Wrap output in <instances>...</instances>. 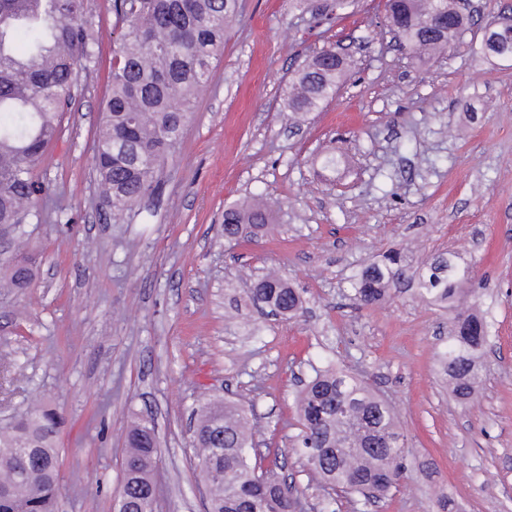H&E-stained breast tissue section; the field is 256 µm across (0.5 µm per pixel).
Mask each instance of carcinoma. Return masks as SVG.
I'll return each mask as SVG.
<instances>
[{"mask_svg":"<svg viewBox=\"0 0 512 512\" xmlns=\"http://www.w3.org/2000/svg\"><path fill=\"white\" fill-rule=\"evenodd\" d=\"M238 10V0H114L121 31L113 40L112 88L94 154L99 194L112 218L158 188L159 168L174 157ZM385 12L414 57L446 53L470 25L459 0H387ZM88 13L89 0H0V224L14 225L12 246L0 249L5 288L30 287L38 271L24 225L42 221L45 187L36 166L75 104L80 74L93 62L99 29ZM333 51L317 53L289 83L286 108L293 115L317 112L336 96L347 65H337ZM474 52L487 60L512 59V33L486 32ZM271 220L266 203H233L224 209V238L264 235ZM469 279V267L454 253L417 263L393 249L362 269L351 288L360 306L407 283L416 297L458 309ZM248 297L289 318L305 304L302 293L274 272L258 279ZM488 342L487 323L458 309L439 363L462 403L481 382ZM296 404L302 425L297 452L336 496L376 501L398 484L405 472L401 433L387 403L364 381L341 369H316ZM60 424L55 409L42 401L0 428V512H55ZM252 437L244 405L209 398L199 406L194 447L218 475L210 512H295L299 489L258 472L262 456L249 455ZM126 445L125 509L153 512L160 444L152 428L135 421Z\"/></svg>","mask_w":512,"mask_h":512,"instance_id":"carcinoma-1","label":"carcinoma"}]
</instances>
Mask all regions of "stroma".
Segmentation results:
<instances>
[{
  "instance_id": "obj_1",
  "label": "stroma",
  "mask_w": 512,
  "mask_h": 512,
  "mask_svg": "<svg viewBox=\"0 0 512 512\" xmlns=\"http://www.w3.org/2000/svg\"><path fill=\"white\" fill-rule=\"evenodd\" d=\"M103 30L62 133L37 166L44 220L27 225L43 260L31 288L0 290V424L42 398L58 412V512H111L125 431L142 417L161 460L155 512H208L190 431L204 399L243 403L256 443L324 499L296 453V376L334 365L393 408L407 477L375 504L340 512H512V60L474 55L512 0H474L462 44L433 61L392 42L383 0H239L222 56L156 193L121 224L96 194L98 115L110 92L112 0H90ZM336 43L352 67L335 99L300 126L285 92L305 60ZM338 159L325 169V154ZM276 200L270 234L224 239V209ZM459 253L490 330L483 382L459 404L437 354L452 312L401 290L357 306L350 280L391 248ZM277 268L306 314L267 316L246 292Z\"/></svg>"
}]
</instances>
